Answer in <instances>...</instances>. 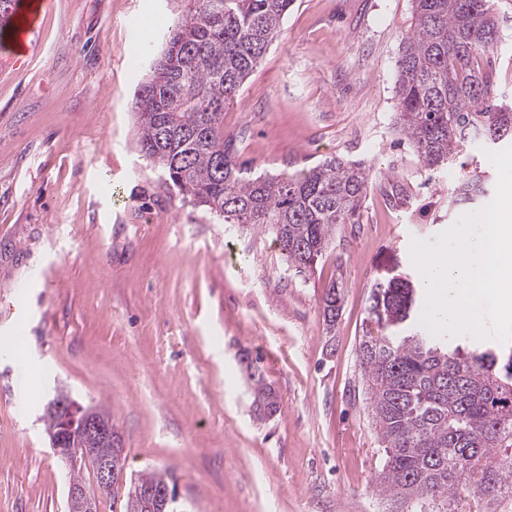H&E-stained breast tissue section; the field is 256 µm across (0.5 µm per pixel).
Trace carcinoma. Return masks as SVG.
Returning a JSON list of instances; mask_svg holds the SVG:
<instances>
[{"label": "carcinoma", "instance_id": "carcinoma-1", "mask_svg": "<svg viewBox=\"0 0 512 512\" xmlns=\"http://www.w3.org/2000/svg\"><path fill=\"white\" fill-rule=\"evenodd\" d=\"M20 0H0V38ZM294 0H189L167 28L159 58L137 91L139 142L160 164L181 200L226 224L275 234L289 266L312 272L336 225L359 223L371 166L326 158L306 173L248 177L224 135V109L279 35ZM413 30L397 60L399 134L429 170L448 166L475 140H512V108L492 70L475 62L498 44L491 0H412ZM485 192L464 180L457 197ZM417 283L374 285L358 358L384 462L376 488L388 512H459L461 494L492 505L512 491V349L462 355L445 340L409 332ZM341 293L328 288L326 321ZM260 416L278 409L263 369L247 364ZM168 473L130 481L143 494L139 512H174L158 495Z\"/></svg>", "mask_w": 512, "mask_h": 512}]
</instances>
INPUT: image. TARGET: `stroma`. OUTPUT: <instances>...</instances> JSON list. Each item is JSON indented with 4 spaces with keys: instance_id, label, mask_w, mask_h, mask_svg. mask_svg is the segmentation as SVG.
I'll list each match as a JSON object with an SVG mask.
<instances>
[{
    "instance_id": "35a3bbf8",
    "label": "stroma",
    "mask_w": 512,
    "mask_h": 512,
    "mask_svg": "<svg viewBox=\"0 0 512 512\" xmlns=\"http://www.w3.org/2000/svg\"><path fill=\"white\" fill-rule=\"evenodd\" d=\"M187 0H48L33 49L0 56V336L23 326L39 372L0 358V512H68V463L43 422L58 390L105 406L126 479L169 471L178 512H385L383 450L357 352L374 283L417 277L412 240L489 205V145L431 171L395 130L396 61L412 0H294L279 38L224 111L250 175L361 160L372 176L314 272L288 268L274 235L183 202L138 141L134 22ZM479 61L512 97V0ZM486 191L455 201L461 178ZM341 292L335 323L323 313ZM279 395L258 419L245 361Z\"/></svg>"
}]
</instances>
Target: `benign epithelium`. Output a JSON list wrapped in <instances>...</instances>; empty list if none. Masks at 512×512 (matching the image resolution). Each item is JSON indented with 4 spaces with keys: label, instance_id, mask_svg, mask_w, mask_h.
Instances as JSON below:
<instances>
[{
    "label": "benign epithelium",
    "instance_id": "obj_1",
    "mask_svg": "<svg viewBox=\"0 0 512 512\" xmlns=\"http://www.w3.org/2000/svg\"><path fill=\"white\" fill-rule=\"evenodd\" d=\"M49 409L57 417V431L51 444L59 457L74 463L95 459L97 481L103 485L121 477L112 467V456L97 453V447L113 443L110 422L104 416L93 408L82 407L66 395L56 396ZM68 500L72 512H94L91 497L83 487H70Z\"/></svg>",
    "mask_w": 512,
    "mask_h": 512
}]
</instances>
